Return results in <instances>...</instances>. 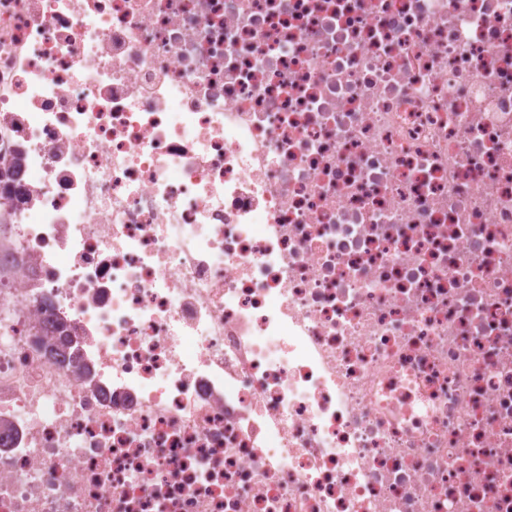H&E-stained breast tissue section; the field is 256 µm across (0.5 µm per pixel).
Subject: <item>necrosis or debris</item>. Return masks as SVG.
I'll use <instances>...</instances> for the list:
<instances>
[{"label": "necrosis or debris", "instance_id": "1", "mask_svg": "<svg viewBox=\"0 0 512 512\" xmlns=\"http://www.w3.org/2000/svg\"><path fill=\"white\" fill-rule=\"evenodd\" d=\"M0 512H512V0H0Z\"/></svg>", "mask_w": 512, "mask_h": 512}]
</instances>
